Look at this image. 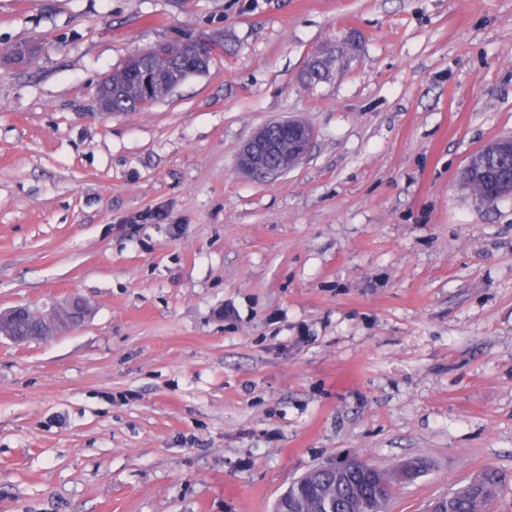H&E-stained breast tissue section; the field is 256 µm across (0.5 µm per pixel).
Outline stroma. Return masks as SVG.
I'll return each mask as SVG.
<instances>
[{
  "instance_id": "stroma-1",
  "label": "stroma",
  "mask_w": 512,
  "mask_h": 512,
  "mask_svg": "<svg viewBox=\"0 0 512 512\" xmlns=\"http://www.w3.org/2000/svg\"><path fill=\"white\" fill-rule=\"evenodd\" d=\"M186 33L208 70L100 115ZM289 119L307 158L239 170ZM507 134L512 0H0V311L86 308L0 336V512H273L355 456L423 459L388 512H512V197L460 179ZM170 51L169 43H162L154 48L131 57L128 61V67H124L112 73V83L120 87L122 95L117 96L112 101L109 94H100L99 103L102 114L112 116L117 112H130L142 108L146 104L154 103L169 94L172 85L179 79L181 74L175 70L178 59L183 55L179 46L172 49V57L169 59L154 60L151 63L152 69L161 76V79L155 81V75L146 62H151L156 57L168 56ZM130 72L136 75L141 87L147 93L151 90L152 81H155L153 91L149 96L142 94L139 83L130 75ZM112 109L114 112H112ZM282 127L285 129L288 142L283 141V145L288 148V143L292 145L291 151L280 150L273 139L274 129ZM308 139H313L310 127L302 122L288 120V122L271 123L258 129L242 146L238 163L242 171L253 176L266 172L272 163V155L276 156V169L278 173L288 172L293 169L307 154L308 149L304 147ZM488 482L483 481V485L475 488L473 483H469L454 492L442 498L447 501V512H485L487 511V500L490 496Z\"/></svg>"
}]
</instances>
